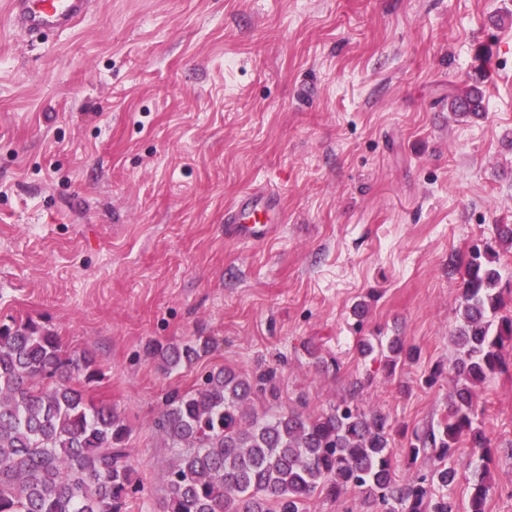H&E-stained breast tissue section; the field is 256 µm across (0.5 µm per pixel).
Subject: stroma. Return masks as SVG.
I'll return each instance as SVG.
<instances>
[{
	"instance_id": "35a3bbf8",
	"label": "stroma",
	"mask_w": 512,
	"mask_h": 512,
	"mask_svg": "<svg viewBox=\"0 0 512 512\" xmlns=\"http://www.w3.org/2000/svg\"><path fill=\"white\" fill-rule=\"evenodd\" d=\"M476 81L482 116L452 112ZM256 186L278 191L286 224L227 239L225 206ZM499 224L512 0H92L45 41L0 21V321L95 357L87 394L130 427V512H161L164 393L219 367H277L284 410L357 389L394 425L395 474L426 470L400 449L448 411V263ZM198 334L216 344L192 367L165 373L146 352ZM390 336L417 351L392 374L358 352ZM475 400L487 512H512V368Z\"/></svg>"
}]
</instances>
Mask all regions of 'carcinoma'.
I'll return each mask as SVG.
<instances>
[{"instance_id":"1","label":"carcinoma","mask_w":512,"mask_h":512,"mask_svg":"<svg viewBox=\"0 0 512 512\" xmlns=\"http://www.w3.org/2000/svg\"><path fill=\"white\" fill-rule=\"evenodd\" d=\"M463 115L484 111L481 91L450 101ZM495 246L474 250L462 277V323L453 336L455 392L437 427L413 431L408 457L433 459L430 474L396 478L392 425L353 400L327 412L288 409L252 414L254 400L279 398L278 371L251 376L221 367L200 387L171 390L156 422L175 455L162 512H304L310 496L357 493L371 512H455L446 490L458 480L447 465L467 440L482 468L464 512H486L491 439L477 424L473 390L512 361V316L501 314L512 289L500 287L499 252H512V224L495 227ZM214 348L208 336L156 345L164 371L190 366ZM361 352L390 368L416 351L395 337L365 343ZM102 377L94 357L62 349L57 336L32 322L0 325V512H129L137 490L128 462L129 428L111 407L87 397L83 385Z\"/></svg>"}]
</instances>
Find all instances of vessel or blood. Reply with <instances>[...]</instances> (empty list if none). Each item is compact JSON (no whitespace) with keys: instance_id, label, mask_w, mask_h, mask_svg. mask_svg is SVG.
Masks as SVG:
<instances>
[{"instance_id":"1","label":"vessel or blood","mask_w":512,"mask_h":512,"mask_svg":"<svg viewBox=\"0 0 512 512\" xmlns=\"http://www.w3.org/2000/svg\"><path fill=\"white\" fill-rule=\"evenodd\" d=\"M92 0H6L10 24L28 33L64 32L89 11ZM282 219L278 195L266 188L241 193L224 213V233L242 242L258 244L278 230Z\"/></svg>"}]
</instances>
